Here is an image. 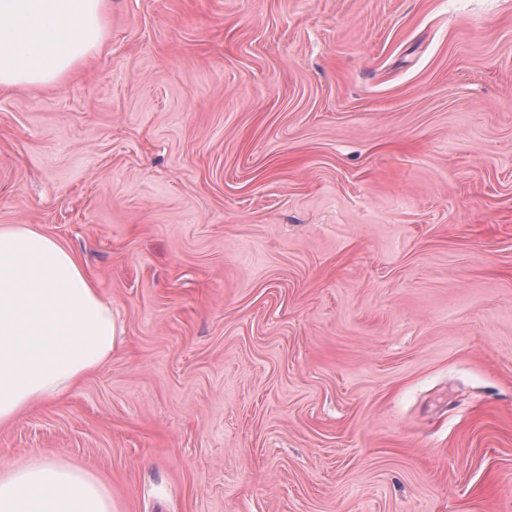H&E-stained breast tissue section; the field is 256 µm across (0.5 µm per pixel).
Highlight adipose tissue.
I'll return each instance as SVG.
<instances>
[{"label": "adipose tissue", "instance_id": "1", "mask_svg": "<svg viewBox=\"0 0 512 512\" xmlns=\"http://www.w3.org/2000/svg\"><path fill=\"white\" fill-rule=\"evenodd\" d=\"M104 0H0V88L60 84L99 49ZM112 307L57 239L0 227V425L65 396L112 355ZM0 512H112L90 472L50 457L0 473Z\"/></svg>", "mask_w": 512, "mask_h": 512}]
</instances>
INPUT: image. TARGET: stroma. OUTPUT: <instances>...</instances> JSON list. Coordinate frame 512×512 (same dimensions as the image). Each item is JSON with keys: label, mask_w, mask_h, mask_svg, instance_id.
<instances>
[{"label": "stroma", "mask_w": 512, "mask_h": 512, "mask_svg": "<svg viewBox=\"0 0 512 512\" xmlns=\"http://www.w3.org/2000/svg\"><path fill=\"white\" fill-rule=\"evenodd\" d=\"M0 91V226L111 357L0 426L112 512H512V0H106Z\"/></svg>", "instance_id": "obj_1"}]
</instances>
